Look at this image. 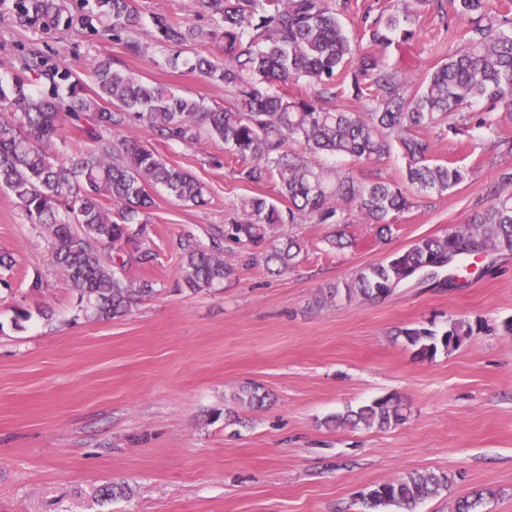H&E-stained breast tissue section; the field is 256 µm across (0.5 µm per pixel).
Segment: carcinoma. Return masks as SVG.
I'll return each instance as SVG.
<instances>
[{
    "mask_svg": "<svg viewBox=\"0 0 512 512\" xmlns=\"http://www.w3.org/2000/svg\"><path fill=\"white\" fill-rule=\"evenodd\" d=\"M207 27L152 18L156 40L175 49L171 68H183L224 85L232 105L216 108L202 98L175 94L99 60L92 94L71 80L69 70L39 48H22L12 84L0 83V189L11 192L29 222L48 230L53 263L66 275L91 316H125L138 299L154 294L152 282L129 279L125 268L144 266L150 255L132 251L130 226L144 232L147 189L163 186L176 201L202 205L205 186L169 164L136 134L150 128L159 140L196 145L224 143L241 163L239 174L257 185L274 182L285 202L264 195L240 199L241 217L224 225V240L261 261L274 274L298 262L302 240L275 241L272 232L307 219L344 224L341 203L352 205L367 224L388 229V217L411 207L407 189L442 194L461 184L468 168L431 156L425 134L458 132L456 123L485 131L489 145L512 157V136L504 133L497 110L512 112V6L492 10L488 0H452L460 46L436 63L416 89L405 76L360 52L338 15L349 0H204ZM440 0H396L377 14L365 11L360 40L370 46L403 45L416 36L421 13ZM23 25L45 30L63 26L78 34L121 42L142 51L139 16L133 0H14ZM224 43V57L181 56L191 45ZM308 82L313 92L290 93L284 85ZM364 101L363 112L346 103ZM72 127L86 141L79 155L55 158L61 130ZM397 150L406 159L403 189L378 177L361 180L349 169L323 167L328 155L368 164ZM220 243L206 250L182 244V278L191 291L215 288L232 267L219 256ZM512 252V195H495L462 229L425 237L382 262L370 264L331 298L381 301L413 276L428 282L446 270L441 285L457 287L455 270L479 255ZM466 320L437 332L406 328L402 335L422 358L450 352L471 335ZM406 419L402 401L391 395L327 420L335 426L386 430ZM448 488V476L410 472L375 485L361 495L364 512L416 505Z\"/></svg>",
    "mask_w": 512,
    "mask_h": 512,
    "instance_id": "1",
    "label": "carcinoma"
}]
</instances>
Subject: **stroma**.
Listing matches in <instances>:
<instances>
[{"mask_svg":"<svg viewBox=\"0 0 512 512\" xmlns=\"http://www.w3.org/2000/svg\"><path fill=\"white\" fill-rule=\"evenodd\" d=\"M145 54L123 44L21 25L0 7V79L11 80L20 48L35 46L87 77L103 56L114 67L179 93L228 106L221 84L173 72L151 19L204 25L203 0H134ZM450 6L421 14L410 44L374 48L389 69L419 85L447 58ZM141 139L199 179L206 205L149 188L142 249L153 259L130 276L155 293L120 318L90 316L51 261L48 234L29 224L0 190V512H360L359 495L408 472L446 474L447 491L418 512H455L482 492L477 512H512V254L469 266L459 287L407 284L379 302L331 299L330 286L401 252L417 239L466 224L489 204L507 163L479 131L432 138L435 158L455 159L470 177L443 194L414 195L391 232L355 219L347 245L332 248L327 224L291 228L305 247L296 267L274 276L232 243L234 268L220 287L198 293L181 277V245L221 236L244 197H275L273 184L240 181L224 145ZM27 320H18L20 312ZM475 329L450 352L415 354L400 331H438L457 319ZM261 386L263 406L238 400ZM396 395L407 418L387 430L330 427V416ZM108 482L126 495L106 501Z\"/></svg>","mask_w":512,"mask_h":512,"instance_id":"stroma-1","label":"stroma"}]
</instances>
